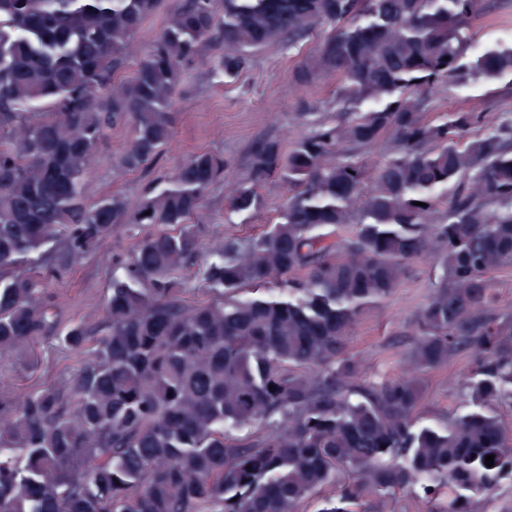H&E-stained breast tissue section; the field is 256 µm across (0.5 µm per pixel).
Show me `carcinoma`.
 <instances>
[{"label":"carcinoma","mask_w":512,"mask_h":512,"mask_svg":"<svg viewBox=\"0 0 512 512\" xmlns=\"http://www.w3.org/2000/svg\"><path fill=\"white\" fill-rule=\"evenodd\" d=\"M173 0L148 52L137 33L165 0H0V356L51 328L61 278L123 224H152L112 277L103 318L59 339L92 349L75 375L0 395V512H356L413 487L472 512L512 478V313L489 274L512 266V125L477 137L482 112L424 119L451 82L512 75V45L470 58L475 0ZM321 30L301 84L336 80V118L284 150L260 136L227 208L251 214L261 184L287 188L257 237H226L203 267L209 298L178 279L202 252L190 218L224 173L199 151L136 202H87L109 128L147 168L174 137L184 67L206 44L237 78L273 44ZM134 76L117 77L128 57ZM380 146L373 170L357 159ZM438 283L420 310L412 374L358 382L347 336L413 260ZM277 284L280 291L269 294ZM470 351V409L420 425L417 374ZM265 425L257 435L234 428ZM494 456V466L485 456Z\"/></svg>","instance_id":"obj_1"}]
</instances>
